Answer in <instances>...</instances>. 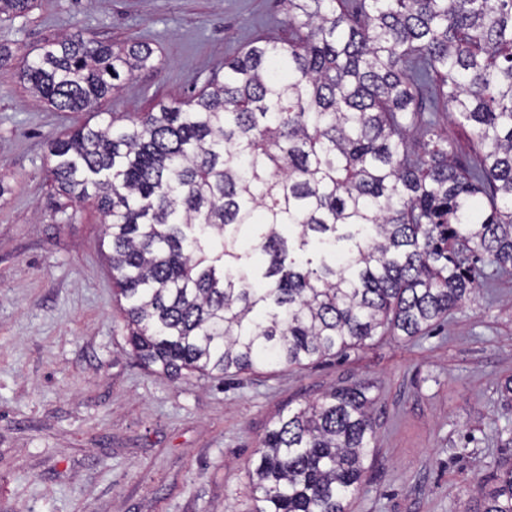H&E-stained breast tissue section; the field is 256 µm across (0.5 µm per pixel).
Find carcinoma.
<instances>
[{"label":"carcinoma","mask_w":512,"mask_h":512,"mask_svg":"<svg viewBox=\"0 0 512 512\" xmlns=\"http://www.w3.org/2000/svg\"><path fill=\"white\" fill-rule=\"evenodd\" d=\"M283 2L288 35L256 38L191 100L49 144L58 191L103 216L131 354L169 378L413 338L512 273V0ZM32 3L0 0V14ZM153 54L74 33L18 78L86 112ZM440 111L472 127V162L448 149ZM367 392L278 417L250 512H347L375 447ZM477 484L472 512H512V464Z\"/></svg>","instance_id":"cac0c4a2"}]
</instances>
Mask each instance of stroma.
<instances>
[{
    "instance_id": "1",
    "label": "stroma",
    "mask_w": 512,
    "mask_h": 512,
    "mask_svg": "<svg viewBox=\"0 0 512 512\" xmlns=\"http://www.w3.org/2000/svg\"><path fill=\"white\" fill-rule=\"evenodd\" d=\"M281 0H35L0 17V512H248L249 467L288 409L368 384L375 454L349 512H471L477 476L512 462L495 427L512 375V275L414 337L302 367L171 380L139 367L100 214L57 192L51 140L84 120L37 101L16 70L76 32L154 50L105 108L123 120L185 102L253 37L286 29Z\"/></svg>"
}]
</instances>
